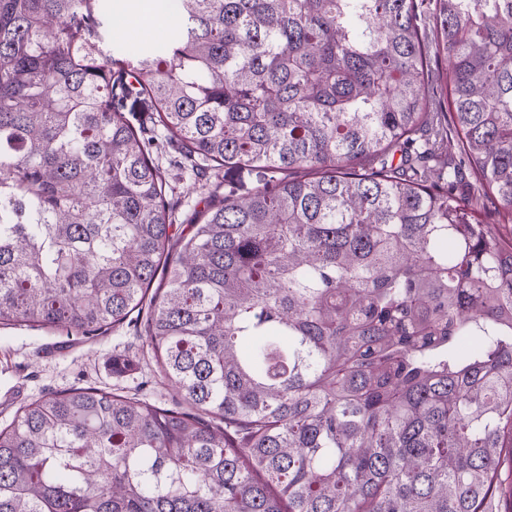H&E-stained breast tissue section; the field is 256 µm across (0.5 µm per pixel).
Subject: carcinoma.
Wrapping results in <instances>:
<instances>
[{"instance_id":"obj_1","label":"carcinoma","mask_w":512,"mask_h":512,"mask_svg":"<svg viewBox=\"0 0 512 512\" xmlns=\"http://www.w3.org/2000/svg\"><path fill=\"white\" fill-rule=\"evenodd\" d=\"M165 10L167 49L121 60L109 0H0V326L105 333L161 269L146 333L194 409L24 406L0 512H512V0ZM143 95L261 173L181 242Z\"/></svg>"}]
</instances>
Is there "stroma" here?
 <instances>
[{
    "label": "stroma",
    "mask_w": 512,
    "mask_h": 512,
    "mask_svg": "<svg viewBox=\"0 0 512 512\" xmlns=\"http://www.w3.org/2000/svg\"><path fill=\"white\" fill-rule=\"evenodd\" d=\"M125 112L141 138L149 142L152 162L165 178V195L173 237H186L196 213L213 196L244 195L259 184L257 171L199 169L185 157L183 145L167 136L149 98L128 100ZM150 305L131 313L107 334L92 338L60 330L0 328V426L12 423L17 411L42 397L73 388L97 387L181 410L185 404L162 377L145 332ZM123 355L132 367L112 370Z\"/></svg>",
    "instance_id": "obj_1"
}]
</instances>
